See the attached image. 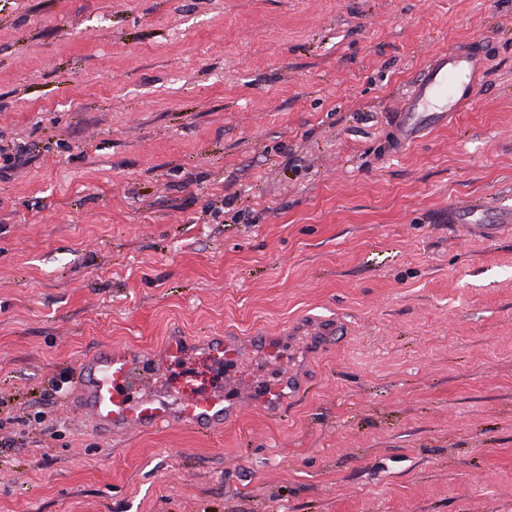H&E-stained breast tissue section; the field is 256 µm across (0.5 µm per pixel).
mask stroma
I'll return each mask as SVG.
<instances>
[{
    "label": "stroma",
    "instance_id": "1",
    "mask_svg": "<svg viewBox=\"0 0 512 512\" xmlns=\"http://www.w3.org/2000/svg\"><path fill=\"white\" fill-rule=\"evenodd\" d=\"M475 45L470 105L396 144ZM0 147V512H512V223L448 222L512 210V0H0ZM287 329L304 393L215 434L102 437L52 387ZM483 59L477 48L432 57L397 111L395 141L413 143L429 129L451 124L473 100ZM312 331L305 336H318V343L325 347L331 346L336 341V336H342L340 326L335 318H323L312 325Z\"/></svg>",
    "mask_w": 512,
    "mask_h": 512
}]
</instances>
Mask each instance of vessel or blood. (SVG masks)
Here are the masks:
<instances>
[{"mask_svg": "<svg viewBox=\"0 0 512 512\" xmlns=\"http://www.w3.org/2000/svg\"><path fill=\"white\" fill-rule=\"evenodd\" d=\"M483 59V51L477 48L432 57L397 111L396 142L409 144L431 128L451 124L474 97ZM287 345V338L257 332L250 338L249 352L267 361L277 360ZM194 355V348L179 336L171 337L167 356L159 362L128 350L101 347L70 375L73 405L95 431L112 437L174 426L220 431L241 409L237 394L220 385L187 400L163 386L169 367L188 365ZM300 389L297 378L283 373L276 384L261 392L260 400L270 404Z\"/></svg>", "mask_w": 512, "mask_h": 512, "instance_id": "1", "label": "vessel or blood"}]
</instances>
